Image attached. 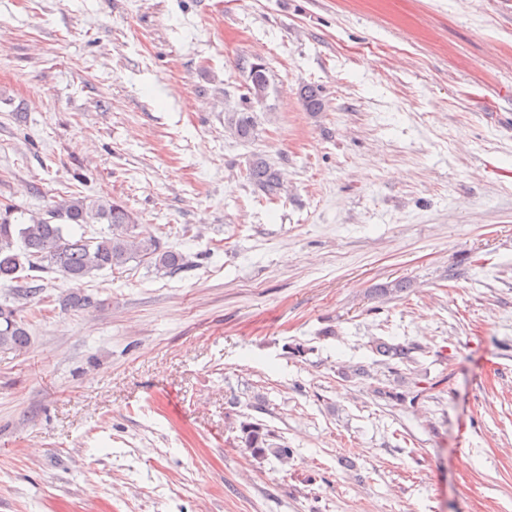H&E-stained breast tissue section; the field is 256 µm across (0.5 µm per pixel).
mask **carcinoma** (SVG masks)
<instances>
[{
    "label": "carcinoma",
    "instance_id": "1",
    "mask_svg": "<svg viewBox=\"0 0 512 512\" xmlns=\"http://www.w3.org/2000/svg\"><path fill=\"white\" fill-rule=\"evenodd\" d=\"M306 110L320 112L324 103L313 86L301 89ZM253 112H226L224 126L240 139H249L255 131ZM246 179L269 196L283 189L279 170L262 154L252 157ZM17 210L10 204L0 210V285L13 295V305L0 304V347L24 349L29 334L21 312L43 292L40 278L34 272L50 268L65 279L79 283L104 270L124 266L132 259L150 262L158 271L176 274L188 260L182 253L164 247L160 240L137 232V216L121 201L70 195L63 197L45 211L30 213L27 221L15 222ZM76 224H106L108 233L99 237L65 236L64 226ZM376 352L383 357L381 364L394 368L392 361L407 363L414 347L379 343ZM246 447L255 452L271 451L288 457V447L269 442L271 432L261 422H244L240 426Z\"/></svg>",
    "mask_w": 512,
    "mask_h": 512
}]
</instances>
